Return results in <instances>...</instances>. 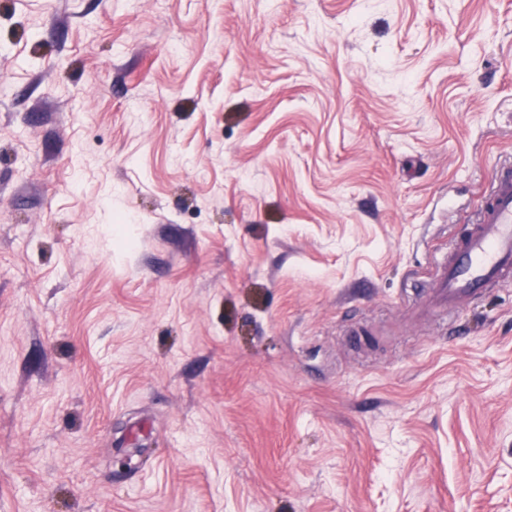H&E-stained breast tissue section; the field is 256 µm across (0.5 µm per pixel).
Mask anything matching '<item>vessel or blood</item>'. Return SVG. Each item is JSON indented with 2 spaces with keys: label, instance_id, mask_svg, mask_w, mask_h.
I'll return each instance as SVG.
<instances>
[{
  "label": "vessel or blood",
  "instance_id": "obj_1",
  "mask_svg": "<svg viewBox=\"0 0 512 512\" xmlns=\"http://www.w3.org/2000/svg\"><path fill=\"white\" fill-rule=\"evenodd\" d=\"M512 282V173L498 176L472 231L439 264L425 292L429 309L454 312L486 291Z\"/></svg>",
  "mask_w": 512,
  "mask_h": 512
}]
</instances>
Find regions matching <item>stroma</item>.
<instances>
[{"instance_id":"obj_1","label":"stroma","mask_w":512,"mask_h":512,"mask_svg":"<svg viewBox=\"0 0 512 512\" xmlns=\"http://www.w3.org/2000/svg\"><path fill=\"white\" fill-rule=\"evenodd\" d=\"M0 86V512H512V284L416 293L512 0H0Z\"/></svg>"}]
</instances>
